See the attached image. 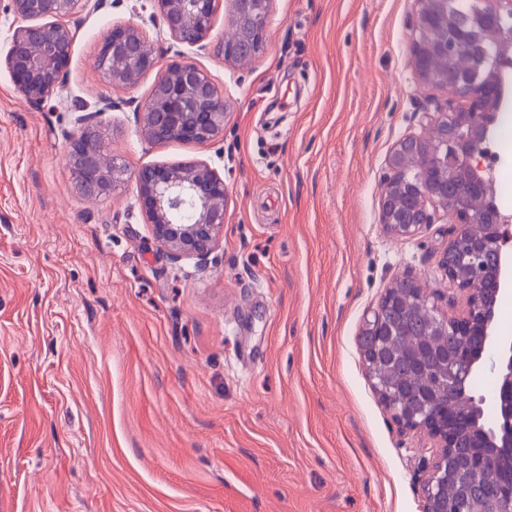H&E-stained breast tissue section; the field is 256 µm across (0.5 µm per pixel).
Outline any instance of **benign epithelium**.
<instances>
[{"instance_id": "obj_1", "label": "benign epithelium", "mask_w": 512, "mask_h": 512, "mask_svg": "<svg viewBox=\"0 0 512 512\" xmlns=\"http://www.w3.org/2000/svg\"><path fill=\"white\" fill-rule=\"evenodd\" d=\"M170 37L186 46L203 45L213 29L219 0H154ZM15 16L22 22L11 38L5 66L20 96L32 104L45 101L67 75L74 34L62 19L82 12L89 0H11ZM272 0H225L224 37L219 50L224 60L246 63L266 46V26ZM478 7L464 25L451 24L448 0H417L412 29V64L420 79L445 90L446 101H431L422 114L429 136L421 141L423 152L409 166L397 144L388 160L383 181L384 207L380 223L396 236L409 237L435 223V210L450 217L443 254L453 250L454 261L442 264L448 283L459 293L461 307L453 315L444 313L426 288L416 290V303L431 321V348L448 353V329L463 336L481 329L483 351L466 355L470 366L482 369L483 353L498 359L497 385L488 398H470L465 411L469 428L477 435L478 453L472 467L488 472L505 456L512 457V338L495 334V305L484 306L470 278L480 271L482 258L498 254L496 298L512 293V257L506 245L512 241V226L482 206L448 207V181L459 175L483 172L482 145L487 121L495 104V73L499 56L512 52V0H477ZM490 44L467 66L448 63L450 46L456 43ZM94 69L107 83L132 89L151 72L156 78L149 96L136 106L142 137L152 144L171 141L198 144L216 140L224 133L228 114L224 93L209 75L191 60L159 67L158 56L140 28L125 24L112 28L95 56ZM75 118L79 134L69 136L68 162L77 187L93 195H104L127 180L128 169L107 157L98 134L88 121ZM137 196L156 242L176 256L206 257L224 231L226 187L206 163L190 166H144L135 174ZM416 205L417 218L409 216L406 201ZM190 214L180 222L176 215ZM363 330L375 331L380 339L370 358L385 356L399 331L385 322L380 308L364 319ZM377 390L393 420L402 428L418 430L441 449L439 460L425 482L424 512H449L438 495L448 480V450L455 447L456 431L448 426V408L431 411L437 398L427 397L416 409L401 405L389 390ZM492 402L503 424L488 431L479 424L481 406ZM476 512H512V478H504L495 498Z\"/></svg>"}]
</instances>
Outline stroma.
<instances>
[{
    "label": "stroma",
    "mask_w": 512,
    "mask_h": 512,
    "mask_svg": "<svg viewBox=\"0 0 512 512\" xmlns=\"http://www.w3.org/2000/svg\"><path fill=\"white\" fill-rule=\"evenodd\" d=\"M68 18L67 78L26 102L3 63L18 21L0 0V512H423L430 441L402 430L359 337L411 277L447 307L445 212L410 237L379 221L388 158L445 99L412 64L416 0H273L243 66L171 39L151 0ZM160 65L224 91V134L151 144L133 89L95 77L118 24ZM129 171L203 162L224 180L205 259L155 241L134 180L88 198L68 164L79 107Z\"/></svg>",
    "instance_id": "1"
}]
</instances>
